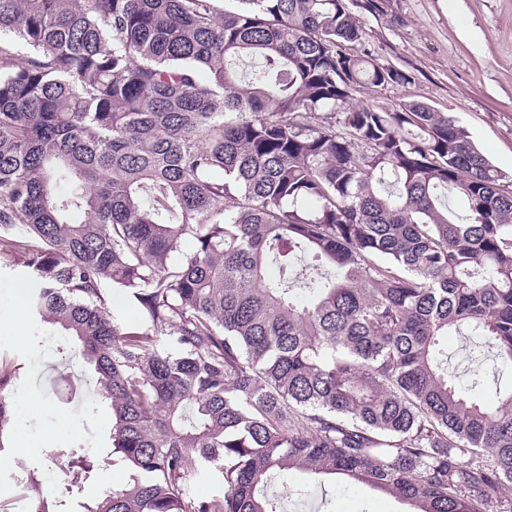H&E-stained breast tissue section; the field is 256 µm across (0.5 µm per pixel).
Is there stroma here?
I'll return each instance as SVG.
<instances>
[{"instance_id":"obj_1","label":"stroma","mask_w":512,"mask_h":512,"mask_svg":"<svg viewBox=\"0 0 512 512\" xmlns=\"http://www.w3.org/2000/svg\"><path fill=\"white\" fill-rule=\"evenodd\" d=\"M350 7L364 37L347 45V52L410 78L404 85L357 88L354 103L377 110L426 103L457 117L484 155L512 173V0H352ZM21 271L0 260V369L10 374L0 396L13 409L0 480L25 462L33 478L30 495L66 501L69 512H81L82 504L121 482L122 472L101 464L71 494L52 455L69 447L103 455L112 444V414L79 346L59 326L34 321L15 304ZM62 415L70 426L59 430L55 423ZM306 483L307 472L291 469L273 478L269 491L282 497L283 512H412L395 496L345 477L311 484L310 497L297 501L290 491Z\"/></svg>"}]
</instances>
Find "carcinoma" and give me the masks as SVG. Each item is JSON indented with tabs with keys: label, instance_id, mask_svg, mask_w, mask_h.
<instances>
[{
	"label": "carcinoma",
	"instance_id": "1",
	"mask_svg": "<svg viewBox=\"0 0 512 512\" xmlns=\"http://www.w3.org/2000/svg\"><path fill=\"white\" fill-rule=\"evenodd\" d=\"M221 2L0 0V258L81 344L126 471L84 512H279L292 467L512 512V382L466 400L440 343L464 328L512 370V185L448 113L351 103L408 75L342 50L348 0ZM105 307L108 314L128 324H140L141 314L138 305L128 291L112 287V282L102 285Z\"/></svg>",
	"mask_w": 512,
	"mask_h": 512
}]
</instances>
